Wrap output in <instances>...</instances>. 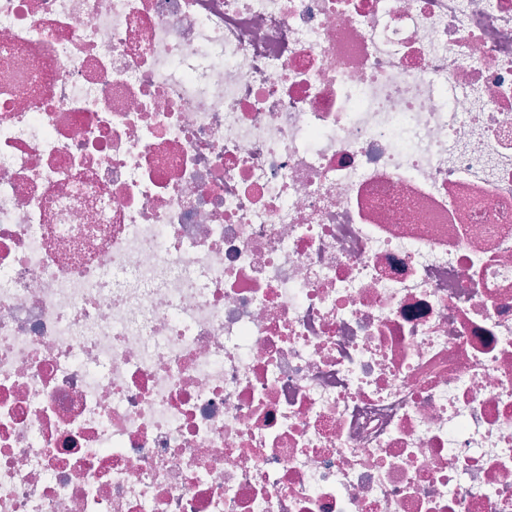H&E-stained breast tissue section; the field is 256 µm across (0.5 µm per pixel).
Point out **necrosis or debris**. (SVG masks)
<instances>
[{
    "mask_svg": "<svg viewBox=\"0 0 512 512\" xmlns=\"http://www.w3.org/2000/svg\"><path fill=\"white\" fill-rule=\"evenodd\" d=\"M0 512H512V0H0Z\"/></svg>",
    "mask_w": 512,
    "mask_h": 512,
    "instance_id": "obj_1",
    "label": "necrosis or debris"
}]
</instances>
